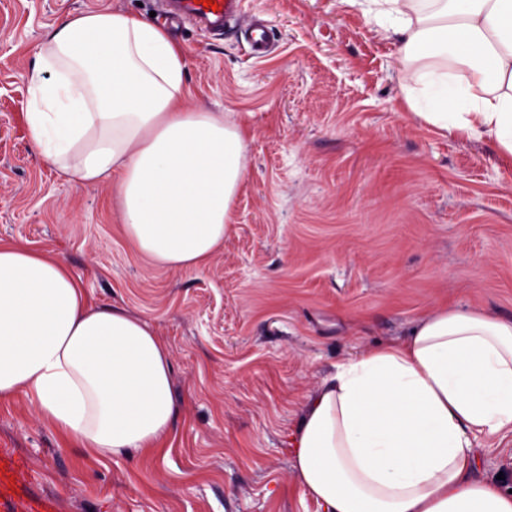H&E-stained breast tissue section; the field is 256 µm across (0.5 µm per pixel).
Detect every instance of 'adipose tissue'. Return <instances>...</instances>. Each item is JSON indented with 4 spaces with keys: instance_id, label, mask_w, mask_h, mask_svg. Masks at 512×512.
<instances>
[{
    "instance_id": "adipose-tissue-1",
    "label": "adipose tissue",
    "mask_w": 512,
    "mask_h": 512,
    "mask_svg": "<svg viewBox=\"0 0 512 512\" xmlns=\"http://www.w3.org/2000/svg\"><path fill=\"white\" fill-rule=\"evenodd\" d=\"M400 18L401 61L431 59L414 113L512 156V0H363ZM456 63L468 79L449 81ZM24 120L42 161L81 186L111 181L131 244L198 267L224 242L247 176L243 132L185 108L186 60L163 28L91 11L48 33L26 73ZM171 354L150 324L90 305L65 260L0 243V401L25 395L88 455L161 448L176 411ZM512 432V321L436 310L404 343L340 365L290 441L321 512H512L474 475L476 436Z\"/></svg>"
}]
</instances>
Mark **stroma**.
<instances>
[{
    "label": "stroma",
    "mask_w": 512,
    "mask_h": 512,
    "mask_svg": "<svg viewBox=\"0 0 512 512\" xmlns=\"http://www.w3.org/2000/svg\"><path fill=\"white\" fill-rule=\"evenodd\" d=\"M158 7L0 0V242L61 254L90 304L149 322L172 356L173 432L155 452L92 458L18 396L0 403V442L63 512H321L289 440L323 379L442 307L512 320V162L489 137L418 117V64L349 0H242L223 35L168 27L188 62L186 107L244 132L247 177L208 264H158L128 240L111 183L45 165L23 118L47 32L85 11ZM254 22L272 42L253 57ZM476 451L478 477L512 488V434Z\"/></svg>",
    "instance_id": "35a3bbf8"
}]
</instances>
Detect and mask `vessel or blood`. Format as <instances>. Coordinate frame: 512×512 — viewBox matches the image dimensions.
Listing matches in <instances>:
<instances>
[{
    "mask_svg": "<svg viewBox=\"0 0 512 512\" xmlns=\"http://www.w3.org/2000/svg\"><path fill=\"white\" fill-rule=\"evenodd\" d=\"M161 9L167 19L191 20L206 29H223L237 19L241 0H216V8L203 6L201 0H171ZM39 477L17 449L0 445V512H62L56 495L38 487Z\"/></svg>",
    "mask_w": 512,
    "mask_h": 512,
    "instance_id": "b4317fda",
    "label": "vessel or blood"
}]
</instances>
